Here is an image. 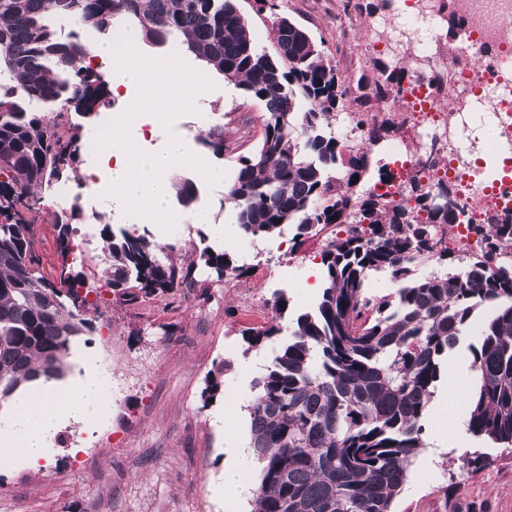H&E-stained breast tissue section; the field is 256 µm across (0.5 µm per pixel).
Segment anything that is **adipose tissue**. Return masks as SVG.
<instances>
[{
	"instance_id": "ef3b65f1",
	"label": "adipose tissue",
	"mask_w": 512,
	"mask_h": 512,
	"mask_svg": "<svg viewBox=\"0 0 512 512\" xmlns=\"http://www.w3.org/2000/svg\"><path fill=\"white\" fill-rule=\"evenodd\" d=\"M96 58L111 59L107 78L113 96L126 100L124 111L113 114L112 129L99 136V159L81 172L83 190H98L131 212L149 208L152 218L163 226L174 224L170 208L172 177L177 170L193 168L214 182L224 172L209 164L189 143L171 138L152 144L155 128L170 116L165 107L173 91H180L188 108L199 105L196 87L209 75L199 70L183 72L175 60H160L142 46L137 32L119 29L111 39L91 48ZM110 416L105 384L93 378L79 380L70 388L54 382L39 384L37 390L18 391L8 411L0 413V448L32 465L48 456L51 437L61 423L106 424ZM224 477L214 487L217 495L241 498L248 490L247 476L254 467L253 453L239 433L224 431Z\"/></svg>"
}]
</instances>
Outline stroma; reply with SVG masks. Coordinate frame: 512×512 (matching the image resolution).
Segmentation results:
<instances>
[{
    "mask_svg": "<svg viewBox=\"0 0 512 512\" xmlns=\"http://www.w3.org/2000/svg\"><path fill=\"white\" fill-rule=\"evenodd\" d=\"M277 10H259L255 0H238L252 37L274 51L273 22L288 18L304 27L350 83L373 77L376 50H363L346 0H276ZM170 122L157 128L154 143L171 137L197 140L220 123L234 152L213 158L232 178L237 159L250 155L261 137L262 106L220 75L204 88L199 109L171 103ZM250 128V138L240 136ZM182 177L197 188L194 205L171 200L177 215L169 234L147 218L129 214L107 197L93 203L107 215L113 231L148 230L155 242L183 258L187 245L218 249L207 228L194 223L197 208L208 207L218 224L236 221V209L225 187L212 185L196 170ZM320 236L295 237L293 227L265 239L239 237L230 253L245 273L229 283H213L206 295L179 291L150 298L136 306L108 298L92 335L80 337L69 357L66 382L87 374L111 389L108 426L79 436L77 425L63 427L52 439L48 459L31 466L12 460L0 469V512H251L250 500L215 496L213 485L224 471V434L214 424L226 402L248 405L254 374L238 366L245 344L241 332L270 320L267 301L284 290L290 315L317 302L323 281ZM476 333L461 337L449 351L439 386L474 388L469 347ZM233 366L224 376V393L205 402L208 378L224 361ZM467 406L443 402L428 412L425 436L440 424L456 422L447 450L419 453L394 512H512V447L474 437L466 428ZM484 453L487 464L462 470L461 459Z\"/></svg>",
    "mask_w": 512,
    "mask_h": 512,
    "instance_id": "obj_1",
    "label": "stroma"
}]
</instances>
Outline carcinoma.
Returning <instances> with one entry per match:
<instances>
[{
	"instance_id": "1",
	"label": "carcinoma",
	"mask_w": 512,
	"mask_h": 512,
	"mask_svg": "<svg viewBox=\"0 0 512 512\" xmlns=\"http://www.w3.org/2000/svg\"><path fill=\"white\" fill-rule=\"evenodd\" d=\"M387 2L355 0L353 10L370 17ZM65 23L105 37L133 28L152 47L180 44L262 103L260 143L238 158L227 190L244 236L266 238L288 224L297 238L354 225L321 254L324 281L313 311L283 325L289 300L278 292L271 319L241 332L246 355L274 348L248 406L259 463L252 512H393L423 448L426 407L448 350L486 310L470 346L479 382L468 395L467 426L512 446V264L497 261L512 249V215L473 227L483 253L460 269L418 276L421 263L448 258L437 226L455 223L462 210H438L416 175L410 208L359 193L355 177L367 172V155L344 157L334 129L351 86L285 17L274 24L285 52L258 48L237 0H0V175L7 177L0 182V406L27 383L64 377L72 343L95 331L74 304L102 295L92 259L76 243L75 224L86 217L75 203L46 202L78 170L80 129H64L65 113L108 96L99 68L82 64L89 49L61 39ZM375 66L370 94L357 99L403 102L411 68L393 59ZM198 141L217 157L231 151L221 125ZM174 189L185 205L196 198L187 179ZM38 217L56 227L61 254L71 257L53 282L34 253ZM93 223L103 225L106 286L127 305L197 287L199 261L214 282L243 274L224 251L205 248L199 261L178 264L162 260L163 247L147 231L117 235L100 214ZM75 263L81 270L73 271ZM372 271L388 273L397 288L367 296ZM231 366L224 361L207 381L205 400L221 393Z\"/></svg>"
}]
</instances>
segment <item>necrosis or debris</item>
Returning <instances> with one entry per match:
<instances>
[{"label":"necrosis or debris","mask_w":512,"mask_h":512,"mask_svg":"<svg viewBox=\"0 0 512 512\" xmlns=\"http://www.w3.org/2000/svg\"><path fill=\"white\" fill-rule=\"evenodd\" d=\"M441 4L403 0L389 17L374 22L385 49L402 41L410 45L415 66L403 91L410 110L385 148L393 182L376 181L366 191L407 198L415 174L433 190H448L465 221L444 226L445 237L459 251L472 253L479 245L470 225L512 213V189L494 188L473 160L487 150L512 155V0H456L464 24L453 58L443 65L437 62ZM438 69L445 75L440 86L433 81Z\"/></svg>","instance_id":"necrosis-or-debris-1"}]
</instances>
